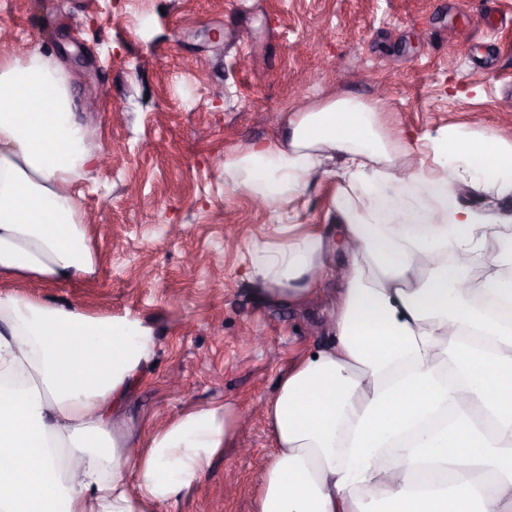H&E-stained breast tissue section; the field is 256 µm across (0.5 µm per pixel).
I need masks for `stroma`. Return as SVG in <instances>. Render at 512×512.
<instances>
[{"label":"stroma","mask_w":512,"mask_h":512,"mask_svg":"<svg viewBox=\"0 0 512 512\" xmlns=\"http://www.w3.org/2000/svg\"><path fill=\"white\" fill-rule=\"evenodd\" d=\"M0 30L16 54L69 67L89 146L113 157L74 185L94 274L20 291L154 323L157 354L128 417L151 425L223 405L241 422L174 512H257L273 447L263 404L330 340L331 309L324 296L294 306L255 291L247 252L286 239L287 219L226 189L224 164L335 93L389 101L387 122L413 148L446 125L512 140V0H0ZM89 84L101 90L93 108ZM334 190L313 181L298 223L325 229Z\"/></svg>","instance_id":"obj_1"}]
</instances>
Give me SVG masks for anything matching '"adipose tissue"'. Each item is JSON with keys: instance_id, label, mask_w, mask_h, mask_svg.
Instances as JSON below:
<instances>
[{"instance_id": "ef3b65f1", "label": "adipose tissue", "mask_w": 512, "mask_h": 512, "mask_svg": "<svg viewBox=\"0 0 512 512\" xmlns=\"http://www.w3.org/2000/svg\"><path fill=\"white\" fill-rule=\"evenodd\" d=\"M382 112L329 98L224 165L229 188L274 212L314 179L335 184V236L249 252L266 298L330 294L334 332L264 405L258 512H512V213L495 206L512 196V141L444 126L418 157ZM88 134L59 64L0 54V512H166L237 438L221 406L148 429L126 416L156 354L151 322L12 288L95 271L72 190L100 162Z\"/></svg>"}]
</instances>
